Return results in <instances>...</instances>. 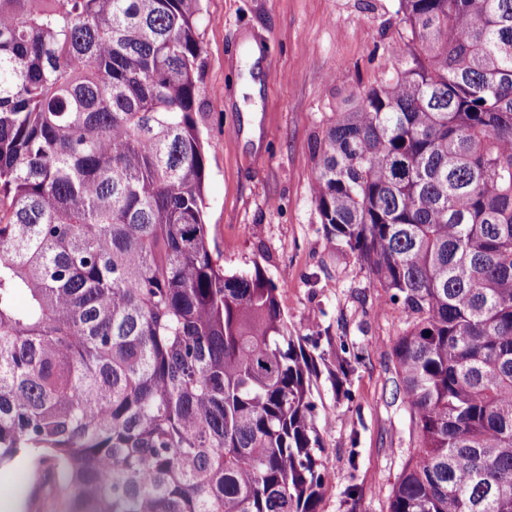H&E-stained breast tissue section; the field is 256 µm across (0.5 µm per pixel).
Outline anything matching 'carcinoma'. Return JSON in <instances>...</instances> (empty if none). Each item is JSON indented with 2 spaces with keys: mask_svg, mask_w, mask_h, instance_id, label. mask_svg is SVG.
<instances>
[{
  "mask_svg": "<svg viewBox=\"0 0 512 512\" xmlns=\"http://www.w3.org/2000/svg\"><path fill=\"white\" fill-rule=\"evenodd\" d=\"M200 2L0 0V468L67 512H317L316 362L210 249ZM399 12L312 198L412 317L389 512H512V0Z\"/></svg>",
  "mask_w": 512,
  "mask_h": 512,
  "instance_id": "1",
  "label": "carcinoma"
}]
</instances>
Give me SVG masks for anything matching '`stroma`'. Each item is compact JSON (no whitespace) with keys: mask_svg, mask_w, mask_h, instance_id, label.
Segmentation results:
<instances>
[{"mask_svg":"<svg viewBox=\"0 0 512 512\" xmlns=\"http://www.w3.org/2000/svg\"><path fill=\"white\" fill-rule=\"evenodd\" d=\"M398 0H202L200 128L205 220L225 272L261 266L287 278L280 302L293 335L317 340L313 388L325 448L317 512H389L416 452L410 411L395 399L399 306L349 250L330 244L311 197L312 143L336 112L387 78L408 31ZM360 357L337 393L336 352ZM354 495H347V488ZM40 472L0 468V512H61Z\"/></svg>","mask_w":512,"mask_h":512,"instance_id":"obj_1","label":"stroma"}]
</instances>
